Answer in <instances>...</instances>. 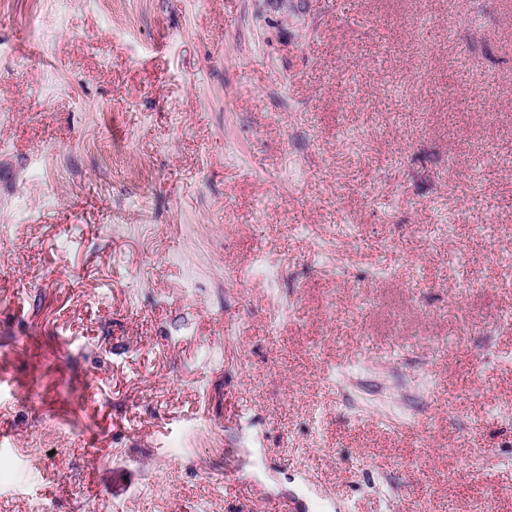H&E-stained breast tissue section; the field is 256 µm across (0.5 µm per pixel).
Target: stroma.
<instances>
[{
  "label": "stroma",
  "instance_id": "35a3bbf8",
  "mask_svg": "<svg viewBox=\"0 0 512 512\" xmlns=\"http://www.w3.org/2000/svg\"><path fill=\"white\" fill-rule=\"evenodd\" d=\"M500 196L512 0H0V512H512Z\"/></svg>",
  "mask_w": 512,
  "mask_h": 512
}]
</instances>
